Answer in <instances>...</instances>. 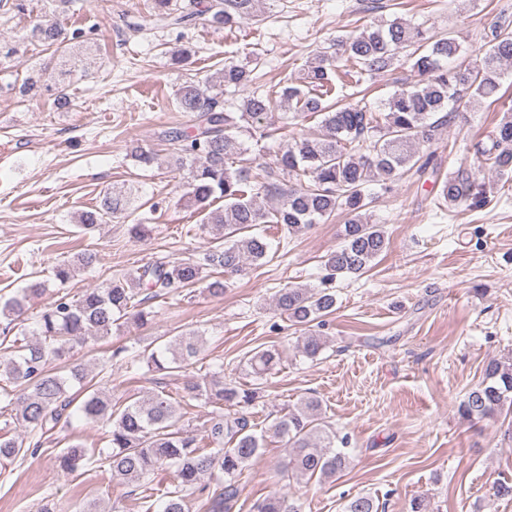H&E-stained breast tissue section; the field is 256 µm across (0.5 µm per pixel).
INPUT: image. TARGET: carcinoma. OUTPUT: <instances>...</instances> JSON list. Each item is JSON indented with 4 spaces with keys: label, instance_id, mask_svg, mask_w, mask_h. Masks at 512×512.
Here are the masks:
<instances>
[{
    "label": "carcinoma",
    "instance_id": "carcinoma-1",
    "mask_svg": "<svg viewBox=\"0 0 512 512\" xmlns=\"http://www.w3.org/2000/svg\"><path fill=\"white\" fill-rule=\"evenodd\" d=\"M259 3L192 0L189 8L179 11L172 8V0H152L135 30L159 23L181 26L196 18L215 28L231 27L256 12ZM29 38L53 49L57 56L53 104L57 109L70 107L67 79L73 71L96 66L98 44L84 29L70 30L56 23L33 25ZM489 43L483 54L472 58L462 53L453 33H431L396 19L334 40L329 50L317 54L301 76L279 92L261 89L257 68L232 62L224 63L203 83L184 82L175 93V104L187 121L161 131L159 138L172 147L176 165L187 169L186 206L201 216V228L220 244L198 260L145 263L77 298L62 295L46 306L38 337L16 338L0 347V396L14 407L17 424L44 436L60 425L70 426L75 414L89 422L103 421L110 431L108 451L100 459L113 477L148 485L164 468L175 469L177 485L164 494L162 512H187V499L194 494L205 512H231L237 496L235 482L265 439L254 432L249 416L227 415L224 407L251 406L256 391L206 376L190 377L184 384L185 396L213 407L209 426L197 435L180 425L184 414L171 395L162 391L142 400L116 399L87 379L85 366L72 359L73 349L112 336L128 320L148 323L154 317L145 307L148 300L198 284L207 269L240 274L249 265L264 263L270 243L265 235L253 232L257 226L273 224L288 238L340 213L346 215L343 242L325 256L324 287L286 286L275 295L280 314L293 324L324 326L336 305V294L329 285L340 275L366 273L387 248L386 231L371 223L374 199L366 193V186L379 182L389 190L412 170L421 160L420 145L435 140L444 126L467 110L460 92L471 90L474 96L493 103L501 100L504 65L512 62V30L496 26ZM402 52L420 82L394 92L382 103V111L329 99L337 80L368 93L361 88L364 76L387 71ZM43 86V70L35 68L23 79L19 93L33 98ZM247 88L251 92L239 111H226L223 92ZM299 118L314 119L317 126L285 148L275 166L253 169L244 164L247 149L240 133L257 132L262 140L272 139L284 120ZM489 140L488 145L477 143V153L500 171L512 170V114L499 121ZM132 158L144 169L163 166L159 154L141 146L133 148ZM261 194L275 204L259 203ZM440 195L450 206L465 201L472 208L489 202L485 186L467 177L446 178ZM219 200L224 206L214 207ZM135 202L130 190L108 192L99 207L81 215L80 224L85 229L106 224ZM96 262V252H81L55 268L54 280L62 288L76 270ZM44 291L42 283L26 288L22 298L6 300L0 313L16 314L23 300ZM325 347L324 337L314 333L301 337L298 351L313 359ZM202 348V335L193 331L167 339L148 355L119 345L111 358L123 356L132 366L143 361L156 372H182L202 355ZM245 362L248 373L259 380L279 365L280 352L275 347H259ZM506 407L512 410V360L493 359L484 368L482 382L459 402L458 412L467 419H486ZM273 434L285 442L287 472L322 482L348 467V437L338 436L324 421L321 404L315 399L280 417ZM25 444L20 434L1 435L0 462L14 460ZM95 452L73 442L61 450L56 462L60 470L72 474L94 458ZM214 475L224 476V486L211 492L202 480ZM381 510L370 495H357L343 504V512ZM255 512H301V505L273 497L257 503Z\"/></svg>",
    "mask_w": 512,
    "mask_h": 512
}]
</instances>
